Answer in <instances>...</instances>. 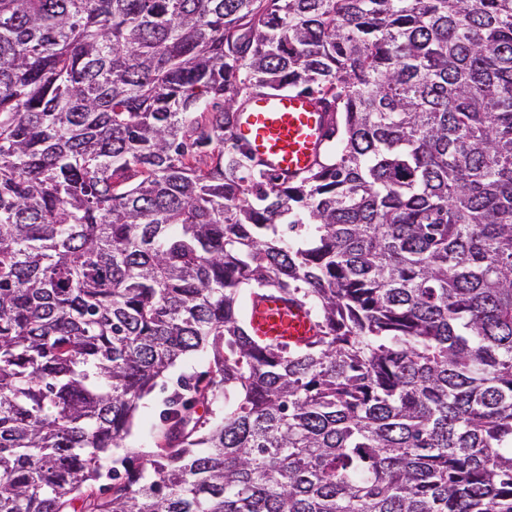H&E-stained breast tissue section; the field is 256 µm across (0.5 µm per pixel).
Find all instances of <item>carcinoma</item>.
<instances>
[{"label": "carcinoma", "mask_w": 512, "mask_h": 512, "mask_svg": "<svg viewBox=\"0 0 512 512\" xmlns=\"http://www.w3.org/2000/svg\"><path fill=\"white\" fill-rule=\"evenodd\" d=\"M280 90L291 182L233 136ZM0 512H512V0H0ZM325 112L311 97L289 91L257 96L237 114L234 133L254 161L282 178L304 174L321 154ZM247 315L252 334L273 343L300 344L315 334L308 311L274 290L252 298ZM209 369V359L203 352L183 357L176 361L157 380V385L144 397L134 416L130 433L123 441V447L115 453L123 455L126 451L150 452L157 448L161 430L164 426L163 412L168 408L166 401L175 391H182L185 381L194 382L195 378Z\"/></svg>", "instance_id": "obj_1"}]
</instances>
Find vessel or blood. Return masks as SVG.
I'll list each match as a JSON object with an SVG mask.
<instances>
[{"label":"vessel or blood","instance_id":"obj_1","mask_svg":"<svg viewBox=\"0 0 512 512\" xmlns=\"http://www.w3.org/2000/svg\"><path fill=\"white\" fill-rule=\"evenodd\" d=\"M326 117L311 97L289 91L257 96L238 113L234 133L254 161L282 178L304 174L321 154ZM254 336L299 344L315 334V322L300 304L268 290L247 311Z\"/></svg>","mask_w":512,"mask_h":512}]
</instances>
